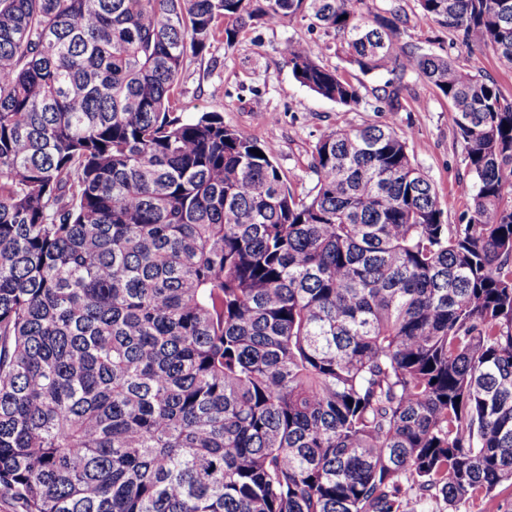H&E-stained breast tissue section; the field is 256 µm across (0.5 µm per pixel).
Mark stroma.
Listing matches in <instances>:
<instances>
[{
	"label": "stroma",
	"instance_id": "1",
	"mask_svg": "<svg viewBox=\"0 0 512 512\" xmlns=\"http://www.w3.org/2000/svg\"><path fill=\"white\" fill-rule=\"evenodd\" d=\"M370 9L396 5L407 19L403 39L424 53L449 47L447 30L423 18L417 0H367ZM307 42L322 64L335 67L343 36L308 32L305 25L247 28L233 47L214 42L202 54L189 57L181 76L177 107L185 114L216 111L228 126L243 127L260 141L273 143L276 162L291 189L306 195L314 185L309 166L311 153L324 135L345 126L395 123L408 136L415 162L432 179L445 223H460L470 200L458 192L468 179L463 144L457 137L448 102L415 76H406L409 87L406 109L366 106L351 110L318 96L302 86L282 53L288 40ZM451 49L460 64L494 80L512 98V70L502 68L490 51Z\"/></svg>",
	"mask_w": 512,
	"mask_h": 512
}]
</instances>
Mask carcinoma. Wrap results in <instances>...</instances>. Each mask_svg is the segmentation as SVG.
I'll return each instance as SVG.
<instances>
[{
    "instance_id": "carcinoma-1",
    "label": "carcinoma",
    "mask_w": 512,
    "mask_h": 512,
    "mask_svg": "<svg viewBox=\"0 0 512 512\" xmlns=\"http://www.w3.org/2000/svg\"><path fill=\"white\" fill-rule=\"evenodd\" d=\"M512 67V0H417ZM366 0H0V493L24 512H425L512 486V99ZM307 22L448 100L446 224L392 124L275 150L173 103L187 54ZM303 86L363 84L290 40ZM257 149L259 157L252 153Z\"/></svg>"
}]
</instances>
